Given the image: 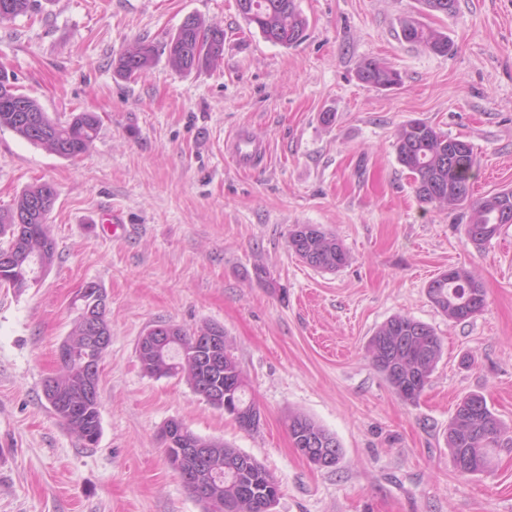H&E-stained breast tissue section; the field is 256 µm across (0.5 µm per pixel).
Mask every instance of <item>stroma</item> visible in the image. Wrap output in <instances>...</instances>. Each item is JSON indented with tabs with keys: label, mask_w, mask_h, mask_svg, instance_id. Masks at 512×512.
Masks as SVG:
<instances>
[{
	"label": "stroma",
	"mask_w": 512,
	"mask_h": 512,
	"mask_svg": "<svg viewBox=\"0 0 512 512\" xmlns=\"http://www.w3.org/2000/svg\"><path fill=\"white\" fill-rule=\"evenodd\" d=\"M304 38L266 41L237 0H40L0 22V73L51 117L90 112V150L63 158L0 128V211L49 183L57 258L42 281L0 288V512H203L159 439L171 419L256 458L278 481L274 512H512V451L462 476L446 444L460 399L485 397L512 432V224L484 245L465 236L469 206L419 200L395 133L421 121L469 143L479 200L512 188V0H296ZM224 30V54L191 72L164 50L185 17ZM415 19L448 36L439 54L402 36ZM158 47L131 80L113 61ZM375 59L398 72L360 81ZM332 121H325V114ZM267 142L242 170L226 140ZM315 224L348 260L314 269L288 247ZM268 281H258L255 266ZM473 274L485 306L456 322L427 296L441 272ZM89 282L108 297L112 340L100 374L101 434L85 447L43 394ZM402 315L432 327L443 353L415 403L400 399L367 346ZM223 327L261 411L257 430L138 362L159 324ZM332 433L343 455L319 469L294 448L289 414ZM359 79L373 87L386 88L398 83L399 74L376 60H367L359 70Z\"/></svg>",
	"instance_id": "35a3bbf8"
}]
</instances>
